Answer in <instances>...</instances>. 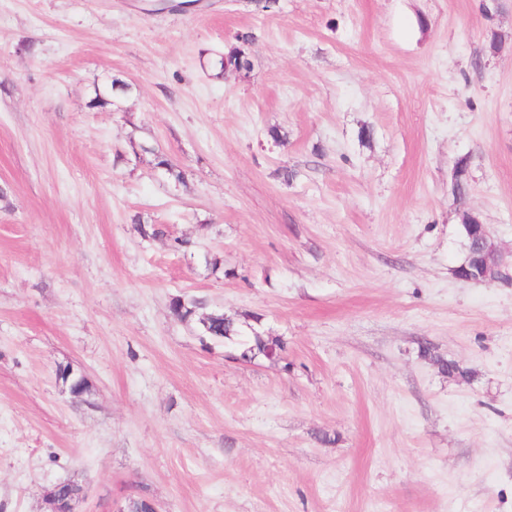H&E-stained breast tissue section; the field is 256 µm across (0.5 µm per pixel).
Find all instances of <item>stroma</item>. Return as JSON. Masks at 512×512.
Returning <instances> with one entry per match:
<instances>
[{"mask_svg":"<svg viewBox=\"0 0 512 512\" xmlns=\"http://www.w3.org/2000/svg\"><path fill=\"white\" fill-rule=\"evenodd\" d=\"M466 210L512 250V0H0V512H512V284L456 278ZM237 40L240 43L239 46L231 47L230 49H228V51L217 52L215 53V57L210 60L209 66L213 72L217 71V73H214L216 77L224 78L226 61L230 65L235 64L239 69L240 59L242 56H245L243 46L250 43L253 40V35L252 33H243L238 36ZM238 69H234L232 73L241 72ZM199 325L200 332L204 338H209L214 342H233L240 340L239 343L243 349L240 356L244 360H252L263 357L268 361L275 363L282 359L284 345L278 339L262 336L253 330L252 337L241 339L243 335L242 325L232 316H228L220 311H212L201 318Z\"/></svg>","mask_w":512,"mask_h":512,"instance_id":"1","label":"stroma"}]
</instances>
